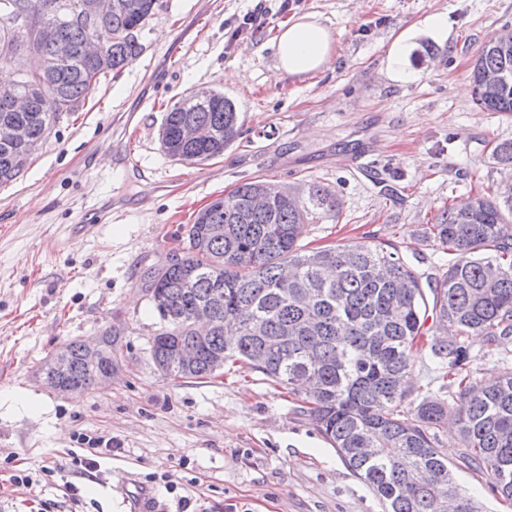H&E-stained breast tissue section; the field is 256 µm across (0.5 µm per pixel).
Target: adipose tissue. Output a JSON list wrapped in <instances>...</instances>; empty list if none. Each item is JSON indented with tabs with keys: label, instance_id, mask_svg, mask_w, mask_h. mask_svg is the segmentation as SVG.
Wrapping results in <instances>:
<instances>
[{
	"label": "adipose tissue",
	"instance_id": "adipose-tissue-1",
	"mask_svg": "<svg viewBox=\"0 0 512 512\" xmlns=\"http://www.w3.org/2000/svg\"><path fill=\"white\" fill-rule=\"evenodd\" d=\"M275 41L277 70L302 79L322 72L336 51L331 30L308 15L281 24Z\"/></svg>",
	"mask_w": 512,
	"mask_h": 512
}]
</instances>
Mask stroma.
Instances as JSON below:
<instances>
[{
    "label": "stroma",
    "instance_id": "obj_1",
    "mask_svg": "<svg viewBox=\"0 0 512 512\" xmlns=\"http://www.w3.org/2000/svg\"><path fill=\"white\" fill-rule=\"evenodd\" d=\"M161 2L142 54L0 186V512H131L141 488L158 512H384L284 386L238 363L204 380L159 371L160 320L142 284L183 255L199 209L251 180L335 188L338 217L305 225L306 248L370 238L418 272L445 270L432 225L505 174L493 149L512 141V114L482 110L461 86L481 47L512 27V0ZM259 3L253 36L232 39ZM304 14L332 30L338 53L301 80L276 71L274 37ZM434 14L447 16V40L426 29ZM406 31L412 78L401 82L386 65ZM199 86L234 99L242 134L219 157L180 162L159 129ZM361 150L377 175L347 165ZM109 328L111 379L80 393L44 384L41 365L65 343ZM467 344L476 377L512 369V339L494 351L481 336ZM407 389L408 409L447 399L427 351ZM456 430L446 420L437 443L456 482L483 512H512L449 446ZM98 437L119 448L93 478L78 461ZM17 471L27 483H11Z\"/></svg>",
    "mask_w": 512,
    "mask_h": 512
}]
</instances>
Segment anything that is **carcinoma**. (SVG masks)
<instances>
[{
    "instance_id": "carcinoma-1",
    "label": "carcinoma",
    "mask_w": 512,
    "mask_h": 512,
    "mask_svg": "<svg viewBox=\"0 0 512 512\" xmlns=\"http://www.w3.org/2000/svg\"><path fill=\"white\" fill-rule=\"evenodd\" d=\"M93 4L102 8L87 26L80 15ZM158 7L159 0H0V63L16 52L49 62L11 84L27 99V110L0 98V127H21L27 136L0 139V184L22 173L101 79L141 54L142 32ZM50 23L52 37L41 38L39 26ZM93 40L103 51L90 58L82 46ZM488 72L506 78L492 96L481 93ZM471 81L483 109L512 114L511 28L480 50ZM197 94L181 96L161 125L164 152L181 149L187 162L218 157L239 136L233 100L217 89L207 100ZM187 122L206 129L207 137L184 149L179 134ZM263 192L265 183L254 180L213 199L187 229L185 255L145 281L163 322L152 360L175 363L180 345L194 339L191 317L209 306L213 326L199 339L196 361L171 374L211 378L220 354L303 397L320 432L386 512H448L450 503L454 512H478L436 446V430L450 412L463 459L486 472L494 493L511 499L512 371L473 379L463 369L470 359L466 338L484 336L496 346L512 337V181H500L464 209L450 205L441 213L431 233L455 260L427 276L380 243L304 250L298 240L306 221L336 220L335 188L311 182L269 196L263 211L249 209L248 199ZM425 335L452 405L425 396L406 410L403 380ZM100 339L94 364L79 341L59 350L72 366L70 381L86 390L112 367V331Z\"/></svg>"
}]
</instances>
